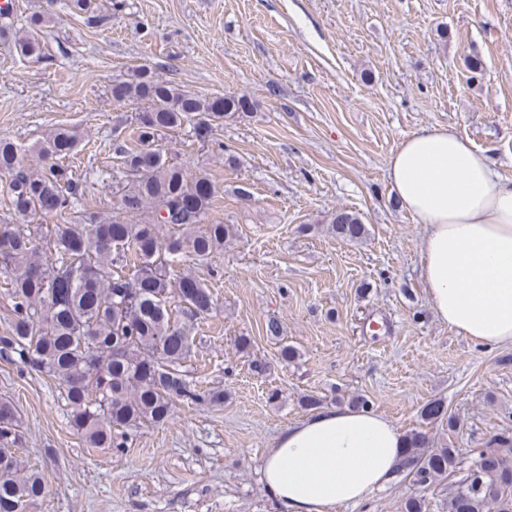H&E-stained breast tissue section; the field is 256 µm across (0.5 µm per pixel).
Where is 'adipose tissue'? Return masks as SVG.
<instances>
[{
    "label": "adipose tissue",
    "mask_w": 512,
    "mask_h": 512,
    "mask_svg": "<svg viewBox=\"0 0 512 512\" xmlns=\"http://www.w3.org/2000/svg\"><path fill=\"white\" fill-rule=\"evenodd\" d=\"M388 169L400 207L426 228L422 276L437 317L476 343L512 345V179L450 127L405 138ZM405 443L378 413L320 409L279 433L262 480L283 512H332L384 489Z\"/></svg>",
    "instance_id": "obj_1"
}]
</instances>
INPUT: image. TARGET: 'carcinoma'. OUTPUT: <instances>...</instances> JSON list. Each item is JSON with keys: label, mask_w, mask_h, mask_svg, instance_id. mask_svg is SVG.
Instances as JSON below:
<instances>
[{"label": "carcinoma", "mask_w": 512, "mask_h": 512, "mask_svg": "<svg viewBox=\"0 0 512 512\" xmlns=\"http://www.w3.org/2000/svg\"><path fill=\"white\" fill-rule=\"evenodd\" d=\"M49 19L30 17L15 37L24 57L42 54L38 31ZM122 101H145L135 117L136 141L112 145L113 164L126 175L117 185L121 215L102 219L77 212L83 184L70 173L81 135L54 131L38 148L47 161L25 162L27 147L0 140V176L8 177L13 211L24 224L0 225V288L9 301L10 331L0 352L15 353L35 373L64 391L71 429L89 448L121 452L145 423L162 425L178 403L201 398L181 370L191 352V325L213 310V294L189 271L183 256L199 263L224 250L228 225L209 221L215 197L211 181L193 178L170 162L158 140L192 127L210 140L224 119L254 111L245 96L202 98L157 77L146 66L120 80ZM54 215L59 224H35ZM141 215L138 223L128 220ZM168 234H163V229ZM336 237L358 241L367 234L361 217L345 209L332 221ZM183 321L172 319L170 300ZM422 420L456 421L442 399L427 402ZM18 411L0 404V512H28L47 486L18 454L22 443ZM427 433H406L401 473L428 488L453 476L448 512H512V432L491 438L465 468L457 448L429 449Z\"/></svg>", "instance_id": "1"}]
</instances>
